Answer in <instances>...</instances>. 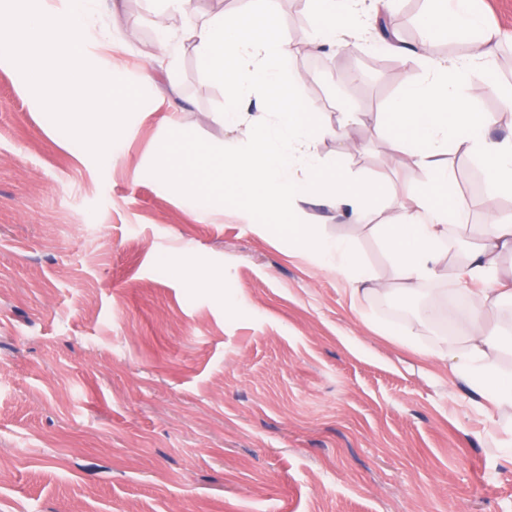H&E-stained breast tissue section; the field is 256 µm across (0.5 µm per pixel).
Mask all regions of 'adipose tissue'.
I'll return each instance as SVG.
<instances>
[{"mask_svg": "<svg viewBox=\"0 0 512 512\" xmlns=\"http://www.w3.org/2000/svg\"><path fill=\"white\" fill-rule=\"evenodd\" d=\"M322 19L307 40L312 50L326 46H348L351 39L376 27L378 12L363 6V0H310ZM280 0H253L252 9L235 19L215 17L193 25L181 34L159 25L157 46L170 52L174 41L192 42L208 77L232 88V97L217 121L246 138L242 148L228 153L178 141L166 148L160 173L165 180H184V162H202L215 176L217 185L230 187L238 196L264 207L297 205L320 197L338 215L362 218L377 196L373 182H349L342 173L344 163L365 152L364 144L349 134L362 123L358 112L346 113L335 136L341 150L335 161L323 159L314 146L313 107L288 94L279 64L291 47L275 25ZM449 23L459 33L474 34L468 54L452 60L434 58L428 51L438 23ZM421 41L414 47L402 45L396 33L383 36L381 43L399 54L404 64L420 63L421 72L411 74L403 94L391 105L392 124L384 127L389 159L412 154L417 164L430 172L432 188L410 192L404 198L399 222L381 225L380 230L394 265L397 292L413 295L420 283L438 274L448 228L467 222L460 206L436 201L435 191L447 190L453 168L450 156L464 150L480 156L487 175V193H512V138L490 135V114L474 111L471 101L479 95L496 93L506 108H512V89L503 88L488 62L500 38L499 28L486 25L475 11L473 0H427L420 15ZM481 68V85L469 86L472 70ZM265 129V137L253 139L252 128ZM470 226L477 246L466 252L458 267L469 288L464 289L465 306L458 315L461 345L449 356L454 375L473 393L499 406H512V370L494 363L495 355L512 353V326L489 325L494 305L512 302V289L503 287L498 276L501 250L512 251V218L496 216L489 223ZM292 239L307 247L327 270L346 275L356 294L387 293L384 279L360 264L352 247L344 241L326 240L314 227L289 215Z\"/></svg>", "mask_w": 512, "mask_h": 512, "instance_id": "adipose-tissue-1", "label": "adipose tissue"}]
</instances>
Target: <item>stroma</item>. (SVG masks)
I'll return each mask as SVG.
<instances>
[{"label": "stroma", "instance_id": "35a3bbf8", "mask_svg": "<svg viewBox=\"0 0 512 512\" xmlns=\"http://www.w3.org/2000/svg\"><path fill=\"white\" fill-rule=\"evenodd\" d=\"M502 37L492 64L512 83V0H475ZM90 27L118 46L98 62L146 85L103 163L44 113L17 68L0 67V512H512V409L481 399L439 359L457 341L395 325L429 303L463 305L446 265L436 292L352 301L346 276L289 241L284 209L232 196L194 207L199 181L160 179L164 118L220 151L227 89L189 44L156 47L155 0H91ZM380 32L346 49H294L283 75L338 145L340 114L368 143L351 175L375 182L367 222L302 206L320 236L352 243L394 282L379 224L401 190L430 187L411 155L385 164L380 136L405 90L373 64ZM455 198L474 224L506 213L479 158L454 154Z\"/></svg>", "mask_w": 512, "mask_h": 512}]
</instances>
